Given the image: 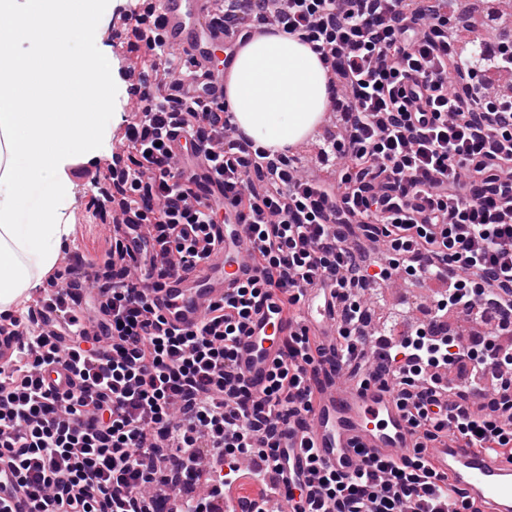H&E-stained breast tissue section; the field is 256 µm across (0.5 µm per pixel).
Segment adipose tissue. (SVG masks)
<instances>
[{
	"instance_id": "1",
	"label": "adipose tissue",
	"mask_w": 512,
	"mask_h": 512,
	"mask_svg": "<svg viewBox=\"0 0 512 512\" xmlns=\"http://www.w3.org/2000/svg\"><path fill=\"white\" fill-rule=\"evenodd\" d=\"M225 98L235 122L260 145L290 146L332 99L325 67L309 45L276 33L240 46L229 66Z\"/></svg>"
}]
</instances>
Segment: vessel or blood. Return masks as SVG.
Segmentation results:
<instances>
[{"label": "vessel or blood", "instance_id": "obj_1", "mask_svg": "<svg viewBox=\"0 0 512 512\" xmlns=\"http://www.w3.org/2000/svg\"><path fill=\"white\" fill-rule=\"evenodd\" d=\"M219 0H161L160 15L168 42L207 77L209 97H224L226 68L216 53L237 44L215 20ZM259 272L253 262L242 225L224 227V242L191 273L174 272L162 287L147 289L150 305L169 326L192 330L204 320L209 303L220 300L239 283ZM277 295L253 316L237 348V365L254 393H261L270 367L283 353V341L292 325L277 314ZM303 317L312 330L331 341L336 327V300L330 285L307 289ZM413 435L404 413L389 390L339 384L320 378L319 390L304 427L290 429L288 446L276 475L280 488L278 512H292L294 478H307V447H314L333 468L357 470L363 453L401 458L412 447ZM434 465L448 475L454 489L463 492L481 512H512V460L448 442L430 451Z\"/></svg>", "mask_w": 512, "mask_h": 512}]
</instances>
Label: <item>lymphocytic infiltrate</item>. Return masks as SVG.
<instances>
[{"label":"lymphocytic infiltrate","mask_w":512,"mask_h":512,"mask_svg":"<svg viewBox=\"0 0 512 512\" xmlns=\"http://www.w3.org/2000/svg\"><path fill=\"white\" fill-rule=\"evenodd\" d=\"M221 21L239 43L271 28L310 44L336 90L340 133L317 143L325 181L300 176L291 149L269 150L232 132L226 102L162 39L157 0H136L129 17L150 32L131 92L130 164L110 174L73 159L68 176L99 189L100 218L120 217L112 251L79 271L61 266L36 306L0 312V333L17 341L0 369V460L13 467L30 512H147L146 488L199 474L210 449L227 473L209 499L239 479L238 462L275 463L284 426L303 421L323 355L300 314L306 289H336L331 356L357 386L386 382L387 367L364 348L367 288L398 273L447 281L435 304L448 312L488 306L497 330L512 326V93L494 73L512 72V43L462 47L458 0H223ZM203 155L224 184L219 203L177 167L170 142ZM243 224L260 274L209 305L202 326L183 331L154 315L146 289L173 267L198 265L223 242L225 211ZM362 237H355L354 229ZM141 241V278L128 275L126 240ZM387 262L370 270L363 241ZM294 327L262 394L239 371L235 345L269 293ZM96 335H88L87 324ZM477 358L447 338L409 335L391 349V390L414 444L400 461L366 455L351 474L308 453L311 478L293 512H475L453 496L427 450L442 439L512 456V348L487 336ZM48 371L69 387L45 386Z\"/></svg>","instance_id":"f902f5d3"}]
</instances>
